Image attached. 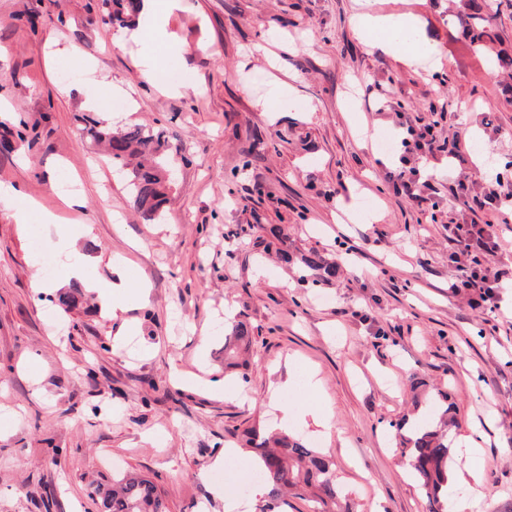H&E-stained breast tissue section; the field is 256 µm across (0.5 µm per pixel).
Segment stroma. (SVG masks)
Wrapping results in <instances>:
<instances>
[{
    "instance_id": "35a3bbf8",
    "label": "stroma",
    "mask_w": 512,
    "mask_h": 512,
    "mask_svg": "<svg viewBox=\"0 0 512 512\" xmlns=\"http://www.w3.org/2000/svg\"><path fill=\"white\" fill-rule=\"evenodd\" d=\"M448 5L181 0L165 27L190 49L167 64L193 83L181 94L141 79L151 43L113 27L99 0H0V136L12 143L0 146V185L34 203L21 222L18 201L0 202V512H102L93 487L124 473L150 479L168 512H260L242 438L282 428L268 399L283 385L327 417L287 430L331 458L356 512H424L388 434L414 409V377L450 393L463 420L454 441L482 450L479 485L459 481L458 449L449 486L473 512H512V288L499 320L448 293L459 274L449 225L512 226V210L462 211L447 156L407 153L399 135L409 121L460 137L469 169L489 170L478 195L512 161L508 71L474 54ZM363 11L416 17L431 52L423 67L364 47L353 24ZM200 42L214 54L192 52ZM85 86L115 101L113 127L140 124L180 150L163 221L133 209L126 176L87 135ZM379 97L388 110H372ZM400 167L433 185L421 203L395 194L388 175ZM64 176L80 186L81 211L62 199ZM271 225L297 255H333L339 235L359 251L330 282L302 283L268 250ZM66 236L94 257L86 279H116L112 257H126L147 301L115 319L84 287L35 294L36 251L64 261ZM228 312L253 340L230 371ZM310 371L319 393L305 390ZM206 374L241 399L180 381ZM228 445L238 453L216 469Z\"/></svg>"
}]
</instances>
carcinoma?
<instances>
[{
  "label": "carcinoma",
  "instance_id": "carcinoma-1",
  "mask_svg": "<svg viewBox=\"0 0 512 512\" xmlns=\"http://www.w3.org/2000/svg\"><path fill=\"white\" fill-rule=\"evenodd\" d=\"M135 0H103L112 24L122 27ZM463 18L466 34L473 50L486 54L493 49L497 34L493 16L480 0H464ZM88 133L105 143L106 161L128 173V191L133 207L146 219L154 220L164 212L171 186L170 160L162 136L134 125L120 130L101 132L93 128ZM300 281L327 282L336 276V262L317 252L299 258ZM231 336L224 343L226 359L234 357V349L248 350L249 330L243 323L229 322ZM442 404L432 409V415L414 424L403 420L392 425V439L401 453L411 461L413 475L426 497V512H443L439 491L448 487V461L451 439L449 431L462 426L456 408L448 404V395H441ZM249 445L259 459L261 481L270 487L269 497L282 505L288 504L285 490H306L311 493L313 512H353L342 485L336 479L333 462L327 455L288 434L271 439H259L248 433ZM105 512H167L165 502L147 479L126 476L112 483L104 493Z\"/></svg>",
  "mask_w": 512,
  "mask_h": 512
}]
</instances>
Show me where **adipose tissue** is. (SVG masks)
Masks as SVG:
<instances>
[{
    "label": "adipose tissue",
    "mask_w": 512,
    "mask_h": 512,
    "mask_svg": "<svg viewBox=\"0 0 512 512\" xmlns=\"http://www.w3.org/2000/svg\"><path fill=\"white\" fill-rule=\"evenodd\" d=\"M177 0H138L136 15L138 30L144 39L154 43L158 51L142 64V77L155 83L162 81L166 70L170 48L163 39V23L166 14L176 6ZM359 36L367 47L382 45L398 54L410 64L420 63L423 59L422 48L412 38L417 28L415 18L408 14L388 16L360 14L356 17ZM97 294L99 306L104 311L115 313L125 311L130 298L146 299V286L131 288L126 277L115 281H93L89 284Z\"/></svg>",
    "instance_id": "obj_1"
}]
</instances>
